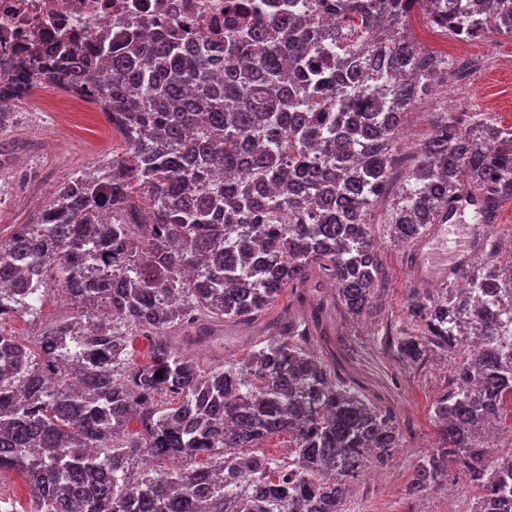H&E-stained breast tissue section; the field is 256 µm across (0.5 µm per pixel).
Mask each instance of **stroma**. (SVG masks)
Listing matches in <instances>:
<instances>
[{
  "label": "stroma",
  "mask_w": 512,
  "mask_h": 512,
  "mask_svg": "<svg viewBox=\"0 0 512 512\" xmlns=\"http://www.w3.org/2000/svg\"><path fill=\"white\" fill-rule=\"evenodd\" d=\"M410 26L416 40L450 60L472 59L476 67L461 78L438 84L418 100L403 119L397 151L401 159L396 180H404L415 163L416 146L432 129V116L450 110L471 116L483 114L501 127L512 126V38L486 36L483 52L471 44L430 29L421 14H413ZM61 92L44 88L15 106L12 120L0 137L13 152L0 166V233L16 224L32 221L35 200L49 201L57 187L75 174L111 160L121 151V138L96 106L76 104L61 112L49 111ZM396 203L395 197L379 200L374 207V236L380 247V280L370 314L356 318L336 310L312 345L328 344L344 356L364 393L381 409L391 412L400 433L398 452L384 468L362 472L352 482L348 512H407L405 495L416 460L438 440L432 418L433 405L454 388L455 369L461 358L429 352L421 364L402 361L387 336L411 329L406 297L413 288H450L457 274L439 278L435 258L426 240L403 246L390 243L383 221ZM71 309L63 291H51L37 315L18 313L0 320V332L35 342L42 326Z\"/></svg>",
  "instance_id": "1"
}]
</instances>
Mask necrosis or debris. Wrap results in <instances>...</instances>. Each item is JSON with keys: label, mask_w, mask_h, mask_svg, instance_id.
<instances>
[{"label": "necrosis or debris", "mask_w": 512, "mask_h": 512, "mask_svg": "<svg viewBox=\"0 0 512 512\" xmlns=\"http://www.w3.org/2000/svg\"><path fill=\"white\" fill-rule=\"evenodd\" d=\"M232 0H0V52L33 38L51 48L64 36L96 43L121 32L153 40L171 32L223 34Z\"/></svg>", "instance_id": "1"}]
</instances>
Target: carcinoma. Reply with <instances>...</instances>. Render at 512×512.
<instances>
[{"instance_id": "obj_1", "label": "carcinoma", "mask_w": 512, "mask_h": 512, "mask_svg": "<svg viewBox=\"0 0 512 512\" xmlns=\"http://www.w3.org/2000/svg\"><path fill=\"white\" fill-rule=\"evenodd\" d=\"M284 2L282 14L231 7L220 75L204 43L145 46L136 34L69 41L52 59L34 41L0 61L1 106L45 85L99 95L123 143L0 236V320L38 313L53 280L74 309L33 348L0 333V474H21L44 512H346L352 479L399 446L392 420L306 347L328 314L311 281L333 282L347 313L370 311L380 279L370 215L391 193L398 243L420 239L460 196L495 223L512 199V129L475 117L464 131L437 112L402 185L393 173L405 112L448 69L417 44L411 13L425 9L459 40L512 37V0L477 10L464 0H316L336 15L331 30L299 0ZM477 249L464 271L471 299L410 290L417 331L395 345L412 363L432 349L463 355L434 408L440 441L416 461L408 496L446 485L453 464L480 489L472 512H491L512 496V451L494 452L484 436L512 404V259L492 261L502 245L489 232ZM92 261L105 274L94 288ZM287 287L306 317L269 323L241 364L201 369L194 350L223 336L224 321L252 325ZM130 336L149 340V363L126 358ZM280 433L291 437L287 456L256 450ZM171 458L191 465L135 471Z\"/></svg>"}]
</instances>
